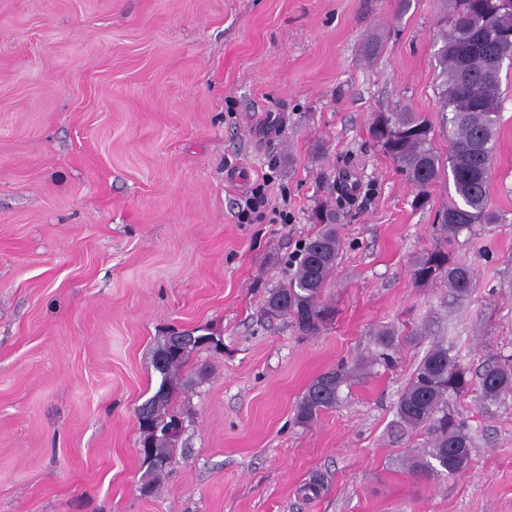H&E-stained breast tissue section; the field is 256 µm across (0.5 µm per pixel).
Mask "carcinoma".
Returning a JSON list of instances; mask_svg holds the SVG:
<instances>
[{"label": "carcinoma", "instance_id": "cac0c4a2", "mask_svg": "<svg viewBox=\"0 0 512 512\" xmlns=\"http://www.w3.org/2000/svg\"><path fill=\"white\" fill-rule=\"evenodd\" d=\"M512 32V0H455L451 21H443L437 33L440 47L435 53L439 78V109L448 129V153L441 155L432 145L427 120L407 109L380 113L371 135L399 171L416 189L414 202H427L428 188L451 175L458 202L444 211L433 228L434 246L414 263L417 282L439 281L448 289V304L467 299L476 288L474 269L448 258L446 247L470 232L476 224H492L488 187L494 154L495 131L500 109V55L512 61V43L500 34ZM320 229L304 243L295 257V270L285 286L269 291L263 312L270 318L288 317L306 336H315L331 323L334 308L323 300V292L336 272L341 249L336 211L320 207L313 216ZM399 340L390 331L378 334L371 364L389 365ZM188 332L162 338L153 355L160 375L155 393L136 410L137 421L159 427L178 415L170 408L176 379L191 355L200 350ZM454 346L437 340L420 360L410 382L399 397L397 415L411 429L425 428L431 439L422 454L410 460L409 469L426 480L458 473L469 459L471 437L450 409V401L475 389L484 406H495L512 397V356L487 365L472 383L468 371L453 354ZM351 370L341 364L317 377L307 388L295 410V422L307 426L319 414L336 408L341 387ZM173 445L156 436L147 465L144 491L154 488L169 462Z\"/></svg>", "mask_w": 512, "mask_h": 512}]
</instances>
